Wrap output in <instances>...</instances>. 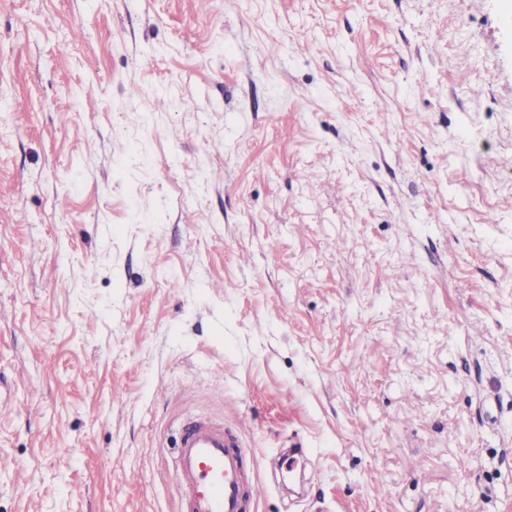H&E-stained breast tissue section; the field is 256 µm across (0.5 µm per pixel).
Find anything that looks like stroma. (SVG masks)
<instances>
[{"label": "stroma", "mask_w": 512, "mask_h": 512, "mask_svg": "<svg viewBox=\"0 0 512 512\" xmlns=\"http://www.w3.org/2000/svg\"><path fill=\"white\" fill-rule=\"evenodd\" d=\"M510 15L0 0V512H512ZM179 448L185 512H244L245 500L257 489L246 481L245 455L236 433L198 422L184 429Z\"/></svg>", "instance_id": "35a3bbf8"}]
</instances>
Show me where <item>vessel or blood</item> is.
<instances>
[{
  "mask_svg": "<svg viewBox=\"0 0 512 512\" xmlns=\"http://www.w3.org/2000/svg\"><path fill=\"white\" fill-rule=\"evenodd\" d=\"M178 471L186 512H243L257 492L238 435L208 422L184 429Z\"/></svg>",
  "mask_w": 512,
  "mask_h": 512,
  "instance_id": "vessel-or-blood-1",
  "label": "vessel or blood"
}]
</instances>
